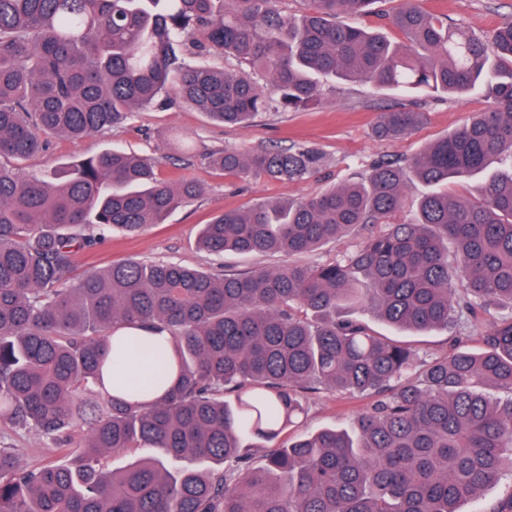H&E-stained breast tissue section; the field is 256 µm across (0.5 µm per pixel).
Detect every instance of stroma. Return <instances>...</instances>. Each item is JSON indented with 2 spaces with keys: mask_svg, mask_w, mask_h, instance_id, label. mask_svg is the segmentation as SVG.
Returning a JSON list of instances; mask_svg holds the SVG:
<instances>
[{
  "mask_svg": "<svg viewBox=\"0 0 512 512\" xmlns=\"http://www.w3.org/2000/svg\"><path fill=\"white\" fill-rule=\"evenodd\" d=\"M420 3L433 14L464 22L478 36L512 18V0H420ZM407 101L426 112V123L400 141L376 138L372 128L377 114ZM487 106V98L478 91L459 99L439 93H416L406 98L375 92L367 84L329 79L325 82V102L314 109L267 112L252 126L239 128L210 123L201 113L178 104L155 108L136 113L130 122L106 135H93L77 144L53 141L44 154L26 161L23 171L29 176H39L51 162L66 163L113 145L152 155L163 147L169 132L179 131L193 143L195 154L190 157L168 153L159 172L168 179L202 181L208 187L207 194L172 211L165 223L153 225L140 235L115 233L102 238L94 247L79 254L77 265L83 270L140 258L219 268L230 273L244 272L256 266H276L280 259L271 255L228 253L217 261L200 251L197 247L199 228L215 214L246 209L263 201L310 197L345 180L360 179L374 161L413 157L427 144L454 131ZM225 146L308 147L321 152L324 162L315 175L299 182L275 181L263 176L241 179L212 170L202 159L203 153ZM363 318L374 331L411 344L422 358L443 357L448 353L449 331L438 329L414 334L388 328L368 311ZM367 406V399L349 394L323 391L308 395L304 413L278 436L277 441L287 444L323 427L350 428L354 416Z\"/></svg>",
  "mask_w": 512,
  "mask_h": 512,
  "instance_id": "35a3bbf8",
  "label": "stroma"
}]
</instances>
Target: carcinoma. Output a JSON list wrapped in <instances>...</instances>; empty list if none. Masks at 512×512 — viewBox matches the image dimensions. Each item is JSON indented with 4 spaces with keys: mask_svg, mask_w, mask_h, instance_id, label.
Instances as JSON below:
<instances>
[{
    "mask_svg": "<svg viewBox=\"0 0 512 512\" xmlns=\"http://www.w3.org/2000/svg\"><path fill=\"white\" fill-rule=\"evenodd\" d=\"M280 2L0 0V159L15 161L0 162V425L56 444L36 465L0 447V512H460L512 474V314L487 319L512 307V21L480 38L403 0L396 45L338 21L378 0H307L298 16ZM229 57L238 70L224 69ZM321 76L481 90L490 105L362 179L214 216L201 250L283 259L240 273L133 258L77 272L103 233H142L206 193L160 177V157L111 147L42 177L20 168L54 139L103 135L172 102L242 128L317 106ZM424 119L381 112L375 133L400 140ZM503 158L474 200L429 192L415 221L392 222L408 179L433 186ZM203 160L296 182L322 156L226 146ZM370 224L384 229L332 261L298 260ZM357 308L422 333L464 318L478 346L420 361L350 318ZM124 328L166 340L157 378L136 393L101 379L112 353L133 361ZM320 391L371 405L351 429H319L250 471L245 432L276 439ZM110 453L131 459L113 469Z\"/></svg>",
    "mask_w": 512,
    "mask_h": 512,
    "instance_id": "cac0c4a2",
    "label": "carcinoma"
}]
</instances>
